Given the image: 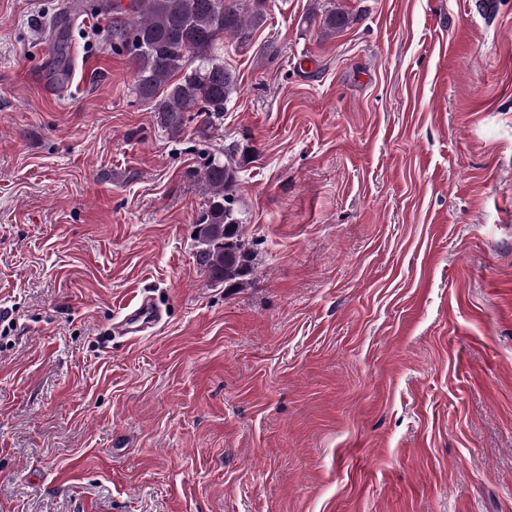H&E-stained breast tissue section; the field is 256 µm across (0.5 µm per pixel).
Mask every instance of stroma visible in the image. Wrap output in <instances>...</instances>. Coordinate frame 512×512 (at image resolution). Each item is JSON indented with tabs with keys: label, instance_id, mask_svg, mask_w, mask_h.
<instances>
[{
	"label": "stroma",
	"instance_id": "1",
	"mask_svg": "<svg viewBox=\"0 0 512 512\" xmlns=\"http://www.w3.org/2000/svg\"><path fill=\"white\" fill-rule=\"evenodd\" d=\"M62 2L0 0V512H512V0H269L207 138L111 16L57 82ZM236 144L224 288L192 173ZM145 290L162 321L111 335ZM353 21L354 17L351 13L335 7L321 15L318 27L322 36L332 38L347 29Z\"/></svg>",
	"mask_w": 512,
	"mask_h": 512
}]
</instances>
